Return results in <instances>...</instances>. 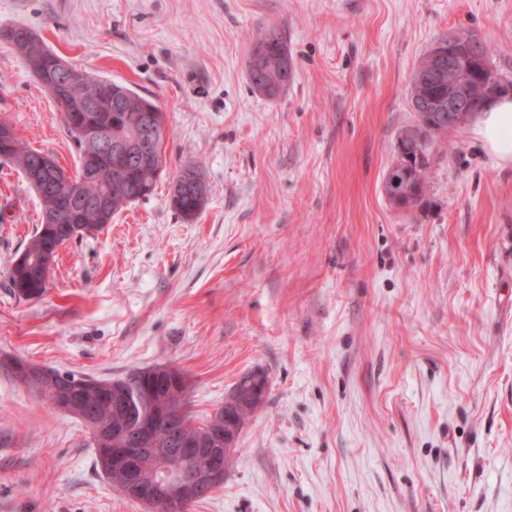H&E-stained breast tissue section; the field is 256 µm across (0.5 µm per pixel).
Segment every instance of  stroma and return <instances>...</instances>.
Listing matches in <instances>:
<instances>
[{"label":"stroma","mask_w":512,"mask_h":512,"mask_svg":"<svg viewBox=\"0 0 512 512\" xmlns=\"http://www.w3.org/2000/svg\"><path fill=\"white\" fill-rule=\"evenodd\" d=\"M12 25L156 100L168 136L154 193L63 245L29 301L6 269L40 203L0 162V357L97 378L169 364L200 416L267 372L192 512H512V163L469 122L421 205L382 193L438 37L473 33L512 81V0H0ZM270 26L295 66L274 99L247 78ZM59 115L0 40V118L71 171ZM190 162L208 201L187 223L170 187ZM89 441L0 370V512H143Z\"/></svg>","instance_id":"1"}]
</instances>
